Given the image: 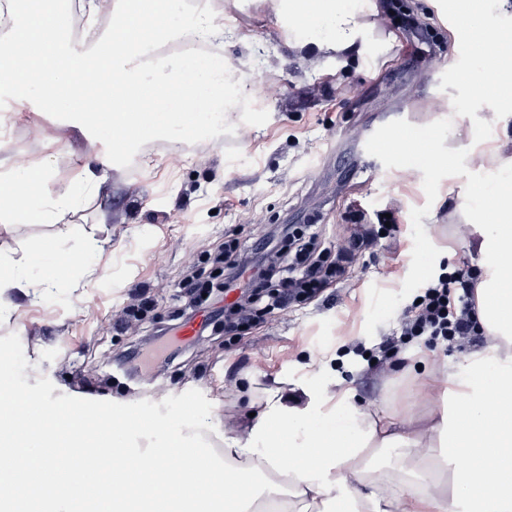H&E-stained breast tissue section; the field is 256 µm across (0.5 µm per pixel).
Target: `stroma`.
<instances>
[{
	"label": "stroma",
	"mask_w": 512,
	"mask_h": 512,
	"mask_svg": "<svg viewBox=\"0 0 512 512\" xmlns=\"http://www.w3.org/2000/svg\"><path fill=\"white\" fill-rule=\"evenodd\" d=\"M446 3L412 0L422 34L437 30L442 42L421 43L377 15L360 52L343 56L288 44L266 0H211L217 17L246 36L213 45L245 61L253 88L234 134L148 142L131 167L99 169L91 189L85 171L103 143L9 100L0 110L8 118L0 180L43 170L46 190L30 201L37 211L56 192L75 198L55 224L0 222V255L25 258L31 278L57 280L42 300L17 299L11 318L0 320V337L21 341L28 383L45 377L57 394L117 403L200 390L212 404L203 436L219 453L225 425L250 424L275 388L319 411L335 403L424 417L454 407L446 388L476 352L491 350L493 336L469 337L448 354L406 345L385 366L360 355L392 333L443 266L478 265L474 245L490 227L468 197L470 180L512 185V141L496 137L498 96L474 95L459 77L480 60L465 53ZM400 114L436 128L454 166L432 171L409 152L380 166L365 156L362 136ZM388 213L396 240L356 256L352 287L329 282L243 329L215 325L153 375L119 366L181 316L186 305L171 293L184 275L200 288L223 282L210 256L225 240L247 252L276 225L316 224L334 250L357 215L378 225ZM429 381L432 396L421 398Z\"/></svg>",
	"instance_id": "stroma-1"
}]
</instances>
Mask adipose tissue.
Segmentation results:
<instances>
[{"label":"adipose tissue","mask_w":512,"mask_h":512,"mask_svg":"<svg viewBox=\"0 0 512 512\" xmlns=\"http://www.w3.org/2000/svg\"><path fill=\"white\" fill-rule=\"evenodd\" d=\"M159 13L167 23L160 38H175L184 32L202 34L213 40L225 39L228 24L219 21L209 7L185 13L182 0H124L122 22L112 35L109 65L121 83L131 90L185 81V92L194 103L190 117L173 113L162 125L165 134L181 132L185 122H197L215 115L218 122L233 119L224 102V83L233 78L246 87L243 70L226 61L208 57L156 60L152 42L140 38L148 12ZM375 12L374 0H313L305 29H291L290 38L300 43L305 33L326 26L328 39L318 41L319 49L338 52L358 50L364 37V16ZM478 317L497 344L492 360L477 359L468 376L456 379L455 397L464 404L471 419L469 429H459L455 418L441 414L410 420L408 427L396 421L379 423L366 411L321 413V423L309 425L306 411H295L280 392H271L259 417L249 426L231 425L224 431V449L234 460L225 466V478L241 484L243 490L225 505L224 512H452L453 503L466 502L468 512H512V481L502 476L512 463V421L488 422L483 415L488 390H512V323L502 319V308L490 304L500 295L502 307H512V258L490 263L477 290ZM398 447L395 474L374 478L362 473L359 463L369 452ZM430 448L451 451L469 459L467 468L455 470L451 491L441 489L424 460ZM508 449V457L495 461L493 481H486L481 458L485 449ZM291 457L287 485L265 482L259 475L279 469L283 457Z\"/></svg>","instance_id":"adipose-tissue-1"}]
</instances>
